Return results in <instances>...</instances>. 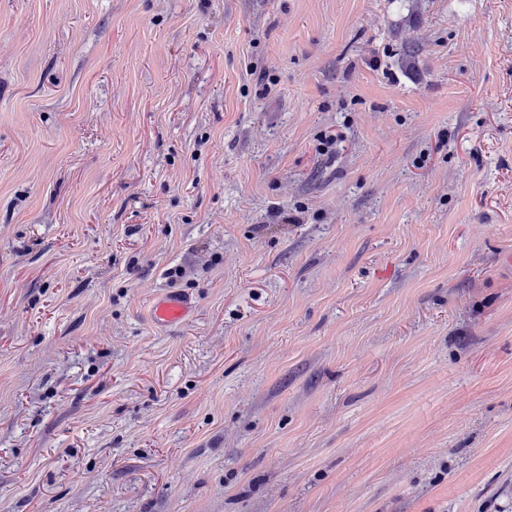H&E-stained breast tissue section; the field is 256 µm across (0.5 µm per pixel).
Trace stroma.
I'll return each instance as SVG.
<instances>
[{
    "label": "stroma",
    "mask_w": 512,
    "mask_h": 512,
    "mask_svg": "<svg viewBox=\"0 0 512 512\" xmlns=\"http://www.w3.org/2000/svg\"><path fill=\"white\" fill-rule=\"evenodd\" d=\"M510 254L512 0H0V512H512ZM193 304L186 296L176 292L159 295L151 307L152 319L162 326L180 325L187 321L193 312Z\"/></svg>",
    "instance_id": "35a3bbf8"
}]
</instances>
